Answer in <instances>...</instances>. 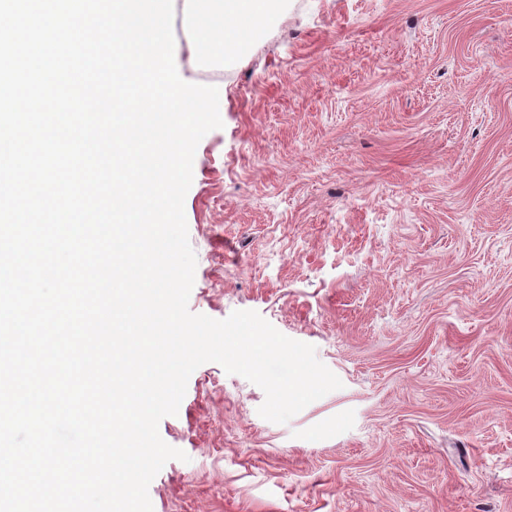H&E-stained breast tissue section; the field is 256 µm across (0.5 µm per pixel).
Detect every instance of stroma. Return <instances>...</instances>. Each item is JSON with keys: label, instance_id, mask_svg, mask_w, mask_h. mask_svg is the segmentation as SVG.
I'll list each match as a JSON object with an SVG mask.
<instances>
[{"label": "stroma", "instance_id": "1", "mask_svg": "<svg viewBox=\"0 0 512 512\" xmlns=\"http://www.w3.org/2000/svg\"><path fill=\"white\" fill-rule=\"evenodd\" d=\"M189 309L253 310L342 381L287 423L208 362L153 512H512V0H284L213 67Z\"/></svg>", "mask_w": 512, "mask_h": 512}]
</instances>
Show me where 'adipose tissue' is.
Instances as JSON below:
<instances>
[{
	"label": "adipose tissue",
	"instance_id": "adipose-tissue-1",
	"mask_svg": "<svg viewBox=\"0 0 512 512\" xmlns=\"http://www.w3.org/2000/svg\"><path fill=\"white\" fill-rule=\"evenodd\" d=\"M281 0H183L182 29L191 59L217 66L264 34Z\"/></svg>",
	"mask_w": 512,
	"mask_h": 512
}]
</instances>
